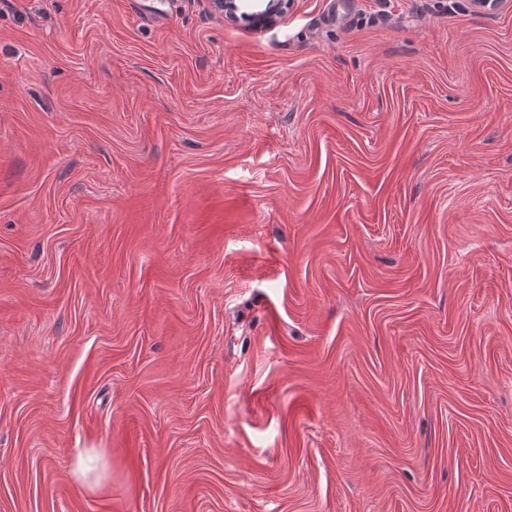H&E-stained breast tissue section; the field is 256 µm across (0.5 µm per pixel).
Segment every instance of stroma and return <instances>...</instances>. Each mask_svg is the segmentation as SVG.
Instances as JSON below:
<instances>
[{
    "label": "stroma",
    "mask_w": 512,
    "mask_h": 512,
    "mask_svg": "<svg viewBox=\"0 0 512 512\" xmlns=\"http://www.w3.org/2000/svg\"><path fill=\"white\" fill-rule=\"evenodd\" d=\"M0 512H512V0H0ZM210 2L212 7L227 20L235 21L242 15L258 27H271L281 16L288 0H211ZM245 2L255 3L246 4ZM246 7H250L252 11H244Z\"/></svg>",
    "instance_id": "stroma-1"
}]
</instances>
